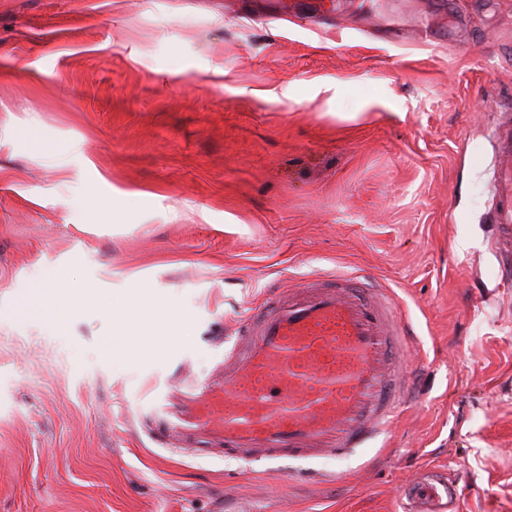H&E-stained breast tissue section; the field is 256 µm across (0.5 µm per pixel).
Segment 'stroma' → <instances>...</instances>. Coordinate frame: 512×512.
<instances>
[{"instance_id":"35a3bbf8","label":"stroma","mask_w":512,"mask_h":512,"mask_svg":"<svg viewBox=\"0 0 512 512\" xmlns=\"http://www.w3.org/2000/svg\"><path fill=\"white\" fill-rule=\"evenodd\" d=\"M0 0V512H512V287L487 212L512 107V0ZM95 224L113 225L95 233ZM375 275L417 396L344 463L159 445L272 290ZM53 275L149 283L191 341L104 358L112 318L21 308ZM343 470L336 485L318 473ZM497 150L502 155L512 154V113L498 112L494 120Z\"/></svg>"}]
</instances>
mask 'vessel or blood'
<instances>
[{"label":"vessel or blood","mask_w":512,"mask_h":512,"mask_svg":"<svg viewBox=\"0 0 512 512\" xmlns=\"http://www.w3.org/2000/svg\"><path fill=\"white\" fill-rule=\"evenodd\" d=\"M497 150L512 154V113H497ZM492 248L512 280V165L493 173ZM206 381L177 382L158 412L162 434L197 451L269 461L345 460L384 436L411 400V331L394 294L366 275L318 274L277 294L239 327Z\"/></svg>","instance_id":"1"}]
</instances>
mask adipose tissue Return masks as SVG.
<instances>
[{"label": "adipose tissue", "instance_id": "ef3b65f1", "mask_svg": "<svg viewBox=\"0 0 512 512\" xmlns=\"http://www.w3.org/2000/svg\"><path fill=\"white\" fill-rule=\"evenodd\" d=\"M92 291L71 287L56 277L44 280L26 304L27 310L51 315L57 323H64L65 316L74 303L93 299ZM104 308L112 315V338L104 348L107 355L131 352L143 357L162 353L170 341L169 336L147 337L149 328L180 325L182 340H190V329L182 327L180 314L153 288L142 286L115 290Z\"/></svg>", "mask_w": 512, "mask_h": 512}]
</instances>
